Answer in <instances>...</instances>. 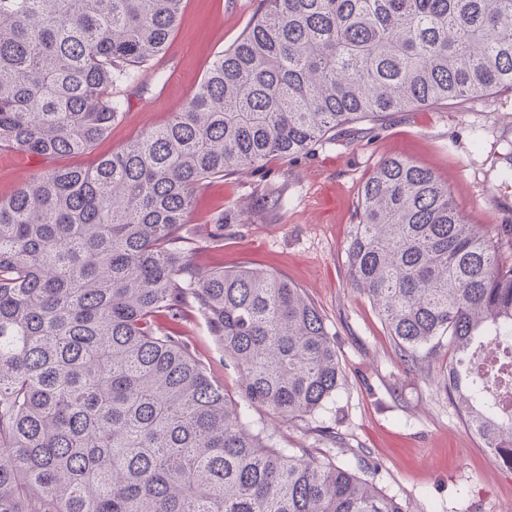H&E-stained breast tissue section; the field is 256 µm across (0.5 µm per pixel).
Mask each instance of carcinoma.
Segmentation results:
<instances>
[{"instance_id":"carcinoma-1","label":"carcinoma","mask_w":512,"mask_h":512,"mask_svg":"<svg viewBox=\"0 0 512 512\" xmlns=\"http://www.w3.org/2000/svg\"><path fill=\"white\" fill-rule=\"evenodd\" d=\"M183 0H0V149L82 154L164 54ZM181 111L90 168L0 200V512H404L331 459L280 448L248 407L314 415L343 379L301 290L270 270L196 273L195 194L385 112L512 92V0H263ZM346 248L406 362L448 339L442 386L512 470V242L387 158ZM205 319L240 376L214 385ZM188 321L183 331L189 337L190 345L195 350L197 357L207 366L212 379L225 387L230 392L237 389L238 372L230 362L224 361V349L217 340L210 335L204 319L201 316Z\"/></svg>"}]
</instances>
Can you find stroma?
Wrapping results in <instances>:
<instances>
[{
    "label": "stroma",
    "mask_w": 512,
    "mask_h": 512,
    "mask_svg": "<svg viewBox=\"0 0 512 512\" xmlns=\"http://www.w3.org/2000/svg\"><path fill=\"white\" fill-rule=\"evenodd\" d=\"M261 0H183L167 52L130 96L110 134L87 153L45 158L0 150V200L41 173L87 167L164 124L193 95L213 56L234 45ZM512 93L465 97L344 128L292 160L226 173L195 197L189 220L199 273L270 269L301 288L322 316L344 380L312 418L281 421L249 409L282 448H306L373 477L405 512H512V470L500 467L440 385L450 360L440 344L407 366L366 294L349 284L346 247L366 179L388 157L413 160L451 193L482 231L512 224ZM224 222L221 246L209 242ZM212 379L236 390L238 372L202 317L184 326Z\"/></svg>",
    "instance_id": "obj_1"
}]
</instances>
